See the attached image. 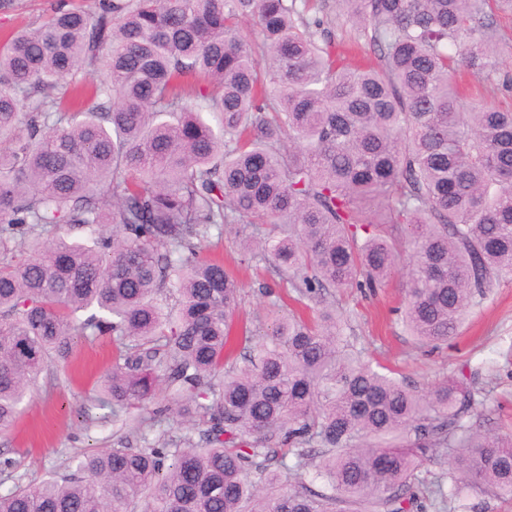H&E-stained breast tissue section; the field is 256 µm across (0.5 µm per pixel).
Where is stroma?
<instances>
[{
  "label": "stroma",
  "instance_id": "1",
  "mask_svg": "<svg viewBox=\"0 0 512 512\" xmlns=\"http://www.w3.org/2000/svg\"><path fill=\"white\" fill-rule=\"evenodd\" d=\"M60 0H14L10 10H0V36L40 24ZM212 244L227 268L242 284V313L235 333L265 330L268 297L286 294L274 269L261 262V277L240 267L234 233L213 230ZM407 284L405 269H398L385 288L375 293L331 288L327 307L345 321L346 334L372 361L390 367L424 387L461 367L479 373L484 388L482 411L492 433H512V279L503 280L479 305L472 307L458 334L436 347L419 346L397 313ZM112 362V342L106 337L75 339L68 369L45 370L36 394L26 401L14 427L0 433V457L14 463L12 478L60 472L68 456L86 448H108L115 443V426L102 421L96 382ZM494 373H485L486 364Z\"/></svg>",
  "mask_w": 512,
  "mask_h": 512
}]
</instances>
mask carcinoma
Here are the masks:
<instances>
[{
	"mask_svg": "<svg viewBox=\"0 0 512 512\" xmlns=\"http://www.w3.org/2000/svg\"><path fill=\"white\" fill-rule=\"evenodd\" d=\"M335 4L376 61L337 49ZM335 4L98 0L0 42V432L73 337L108 335L98 406L141 441L17 480L0 512L512 497V434L480 431L465 373L420 389L373 367L332 311L274 304L232 357L242 286L204 254L221 226L240 225V263L272 262L301 300L373 292L407 262L402 322L422 345L512 278V109L460 83L498 82L495 12L512 0ZM83 228L90 245L70 238ZM167 419L180 433L149 438ZM438 457L430 500L418 472Z\"/></svg>",
	"mask_w": 512,
	"mask_h": 512,
	"instance_id": "cac0c4a2",
	"label": "carcinoma"
}]
</instances>
